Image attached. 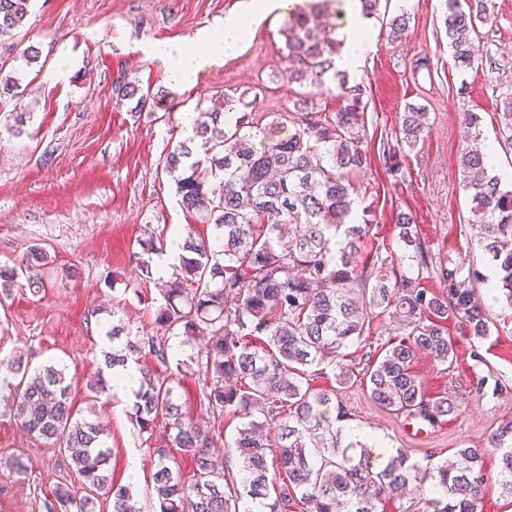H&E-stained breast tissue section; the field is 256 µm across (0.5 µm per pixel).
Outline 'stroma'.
I'll return each mask as SVG.
<instances>
[{
    "label": "stroma",
    "mask_w": 512,
    "mask_h": 512,
    "mask_svg": "<svg viewBox=\"0 0 512 512\" xmlns=\"http://www.w3.org/2000/svg\"><path fill=\"white\" fill-rule=\"evenodd\" d=\"M300 2L277 0L235 55L204 67L185 90L170 83L166 63L151 55V46L190 43L198 31L236 10L239 0H33L24 24L0 36V57L19 45L39 51L38 62L19 58L7 67L20 92L0 97V266L37 245L54 267L44 291L0 293V358L18 352L32 365L53 362L76 375V405L95 406L110 434L115 480L130 487L141 512L154 507L155 465L130 423V405L104 395L90 403L87 390L102 366L101 350L110 346V310L125 301L127 318L156 332L133 294L144 288L150 297L158 295L142 279L139 240L153 235L164 243L176 232L215 235L212 225L183 208L165 169L167 154L185 139L182 113L210 108L226 94L244 95L259 112H333L343 106L337 91L319 94L285 76L282 30ZM493 4L495 20L478 25L477 60L464 72L455 68L448 48L445 0H412L409 24L397 39L389 21L401 10L398 0H388L384 13L372 18L375 49L348 76L367 89L372 149L394 136L406 104L425 105L429 112L425 141L404 158L398 176L375 160L363 177L382 228L379 240L390 249L399 247L393 229L399 210L412 213L434 257H453L464 247L474 216L459 166L466 145L463 113L479 115L480 138L494 144L505 172L501 187L512 189L506 174L512 145L505 144L496 122L502 97L512 94V0ZM120 76L151 89L143 111L113 97ZM20 112L25 121L17 134L12 125ZM493 310L495 326L481 342L450 326L457 346L450 369L424 354L416 361L428 393L468 391L478 375L491 387L432 434L404 426L371 400L364 384L340 386L328 378L317 385L336 388L363 432L382 435L388 447L406 450L420 465L451 457L457 448L485 447L498 425L512 420V309L497 302ZM475 349L481 361L473 360ZM0 456H17L28 465L23 477L0 468V512H42V499L53 486L76 480L52 448L10 417L1 400ZM134 459L140 462L135 482L128 476Z\"/></svg>",
    "instance_id": "stroma-1"
}]
</instances>
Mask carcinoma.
I'll return each mask as SVG.
<instances>
[{"mask_svg":"<svg viewBox=\"0 0 512 512\" xmlns=\"http://www.w3.org/2000/svg\"><path fill=\"white\" fill-rule=\"evenodd\" d=\"M30 0H0V29L18 27ZM444 26L454 65L474 66L473 33L493 16L492 0H445ZM322 10L301 9L285 27L288 81L321 91L336 82L345 105L335 112L201 110L194 137L166 157L178 173L183 207L214 226L215 241L187 235L179 265L155 282L164 303L153 323L164 335L133 329L124 307H112L103 352L106 368H138L140 384L129 419L154 457L156 512H379L390 493L408 486L427 496L432 512H479L484 487L501 481L512 495V421L500 425L485 448H459L436 467L409 461L405 450L377 465L374 445L345 433L352 413L336 391L315 388L326 369L341 382L359 379L377 405L422 430L436 428L461 409L454 389L428 394L415 371L419 353L442 366L456 361L448 324L484 340L493 313L480 306L460 274L466 256L436 259L410 213L394 228L401 253L383 251L373 210L359 196L370 165L365 87L336 69L341 47L323 33ZM112 94L149 104L151 91L119 78ZM428 113L407 104L394 140L382 146L387 171L424 141ZM501 134L512 139V95L497 113ZM288 127V136L278 127ZM464 190L477 223L468 249L492 256L497 292L512 307V190L500 189L484 154L460 155ZM417 274L400 273L404 263ZM46 251L32 247L20 263L0 268V288L45 287ZM439 282L430 289L426 282ZM389 313L403 335L381 342L373 315ZM192 348L170 365L169 336ZM356 346V357L347 349ZM0 386L16 388L10 414L70 461L81 488L61 483L43 499L45 512H135L129 487L108 474L109 433L79 417L74 378L54 363L31 367L22 356L3 365ZM197 384L194 417L179 389ZM241 419L233 446L218 455L229 417ZM501 456L500 475L488 473L485 455Z\"/></svg>","mask_w":512,"mask_h":512,"instance_id":"1","label":"carcinoma"}]
</instances>
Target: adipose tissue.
Here are the masks:
<instances>
[{
    "instance_id": "adipose-tissue-1",
    "label": "adipose tissue",
    "mask_w": 512,
    "mask_h": 512,
    "mask_svg": "<svg viewBox=\"0 0 512 512\" xmlns=\"http://www.w3.org/2000/svg\"><path fill=\"white\" fill-rule=\"evenodd\" d=\"M355 2L345 0V43L337 60L339 69L348 71L361 66L374 49L366 33L368 21L356 9ZM271 7L272 0H247L241 10L225 15L221 24L201 30L192 45L166 41L155 44L152 51L167 63L170 79L175 86L191 87L205 64L236 52L250 35L253 22L270 11Z\"/></svg>"
}]
</instances>
